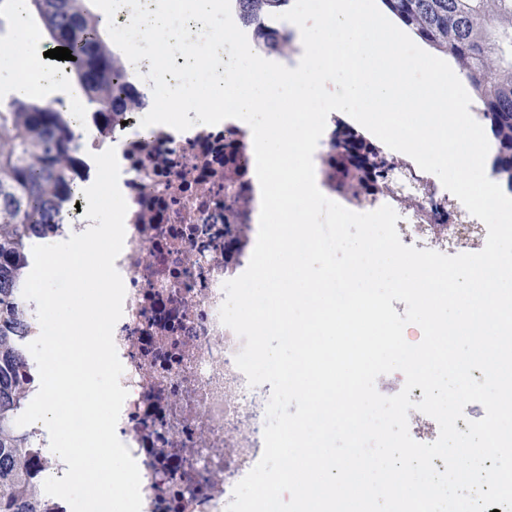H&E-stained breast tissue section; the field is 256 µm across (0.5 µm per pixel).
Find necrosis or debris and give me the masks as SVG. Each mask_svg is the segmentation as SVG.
I'll return each mask as SVG.
<instances>
[{
    "label": "necrosis or debris",
    "mask_w": 512,
    "mask_h": 512,
    "mask_svg": "<svg viewBox=\"0 0 512 512\" xmlns=\"http://www.w3.org/2000/svg\"><path fill=\"white\" fill-rule=\"evenodd\" d=\"M128 110L83 118L94 146L110 144L128 210L115 261L124 286L113 331L127 391L117 435L143 476L142 512H225L233 489L260 460L268 385L250 386L235 364L242 340L223 325V285L247 268L259 231L250 177L254 152L245 127L225 120L175 134L140 127L152 104L139 76L144 61H123ZM349 120L331 114L315 174L322 193L348 210L391 206L403 244L450 256L480 251L487 229L431 173L369 132L358 138L392 165L374 176L336 166V138ZM373 180L374 194L351 187Z\"/></svg>",
    "instance_id": "1"
}]
</instances>
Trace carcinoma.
Returning a JSON list of instances; mask_svg holds the SVG:
<instances>
[{
  "label": "carcinoma",
  "mask_w": 512,
  "mask_h": 512,
  "mask_svg": "<svg viewBox=\"0 0 512 512\" xmlns=\"http://www.w3.org/2000/svg\"><path fill=\"white\" fill-rule=\"evenodd\" d=\"M52 43L71 50L77 84L106 115L121 104L124 72L84 0H29ZM242 20L259 26L289 0H237ZM407 27L450 56L482 103L496 143L493 174L512 191V0H384ZM259 49L282 54L288 34L258 29ZM79 134L41 100L0 103V512H42L31 433L16 425L25 408L30 327L22 291L33 246L49 238L70 193L65 173Z\"/></svg>",
  "instance_id": "1"
}]
</instances>
